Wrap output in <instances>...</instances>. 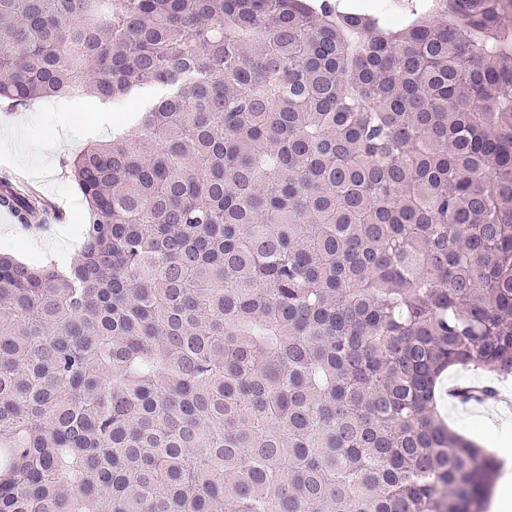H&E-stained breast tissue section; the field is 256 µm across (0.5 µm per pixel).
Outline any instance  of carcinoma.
<instances>
[{
  "label": "carcinoma",
  "mask_w": 512,
  "mask_h": 512,
  "mask_svg": "<svg viewBox=\"0 0 512 512\" xmlns=\"http://www.w3.org/2000/svg\"><path fill=\"white\" fill-rule=\"evenodd\" d=\"M511 11L0 0L4 110L169 89L74 261L0 254V512H484L437 382L512 375Z\"/></svg>",
  "instance_id": "1"
}]
</instances>
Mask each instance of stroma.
<instances>
[{"instance_id": "1", "label": "stroma", "mask_w": 512, "mask_h": 512, "mask_svg": "<svg viewBox=\"0 0 512 512\" xmlns=\"http://www.w3.org/2000/svg\"><path fill=\"white\" fill-rule=\"evenodd\" d=\"M136 102L117 105L75 104L57 98L41 101L12 115L0 112V142L16 141L17 149L0 150V178L25 176L60 207L59 218L37 231H16L14 217L0 219V251L21 261L41 264L57 255L73 260L85 230V204L67 166L86 144L109 139L114 127L134 130ZM448 424L476 439L501 459H512V407L482 404L469 410L460 404L442 405Z\"/></svg>"}]
</instances>
